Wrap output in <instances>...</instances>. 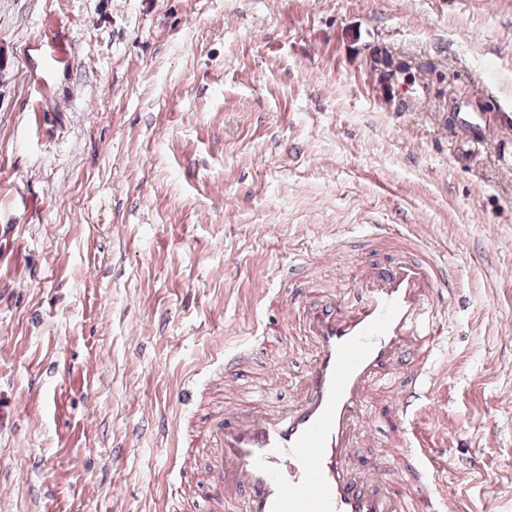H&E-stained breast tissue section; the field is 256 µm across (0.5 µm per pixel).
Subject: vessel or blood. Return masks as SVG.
<instances>
[{"label": "vessel or blood", "instance_id": "vessel-or-blood-1", "mask_svg": "<svg viewBox=\"0 0 512 512\" xmlns=\"http://www.w3.org/2000/svg\"><path fill=\"white\" fill-rule=\"evenodd\" d=\"M367 237L397 241L402 254L374 264L358 280L362 300L348 306L326 294L303 309L314 359L288 409L261 405L227 410L203 424L211 443L209 466L192 481L219 490L225 512H410L412 505L388 484L384 463L359 474L352 462L369 401L380 385L401 374L418 353L423 374L392 403L423 512H452L434 478V451L415 426L434 397V369L448 303L457 284L446 263L405 237L400 225L367 224ZM252 358L243 343L225 351L221 367L236 375Z\"/></svg>", "mask_w": 512, "mask_h": 512}]
</instances>
